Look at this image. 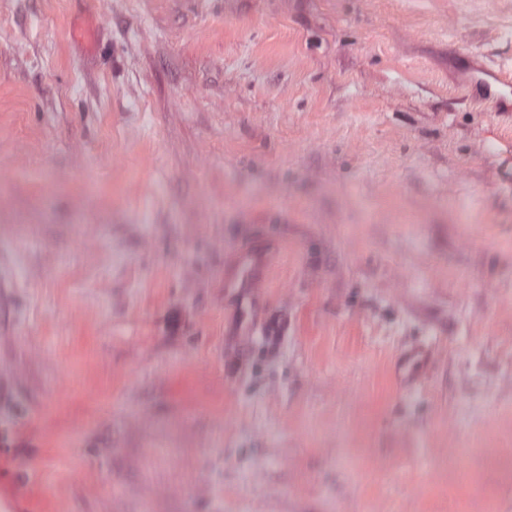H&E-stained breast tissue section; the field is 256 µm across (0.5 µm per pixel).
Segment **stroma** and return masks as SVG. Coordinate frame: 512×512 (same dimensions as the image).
<instances>
[{
	"mask_svg": "<svg viewBox=\"0 0 512 512\" xmlns=\"http://www.w3.org/2000/svg\"><path fill=\"white\" fill-rule=\"evenodd\" d=\"M488 66L512 71V0H0L23 512H512ZM256 243L264 333L229 374L224 260Z\"/></svg>",
	"mask_w": 512,
	"mask_h": 512,
	"instance_id": "1",
	"label": "stroma"
}]
</instances>
